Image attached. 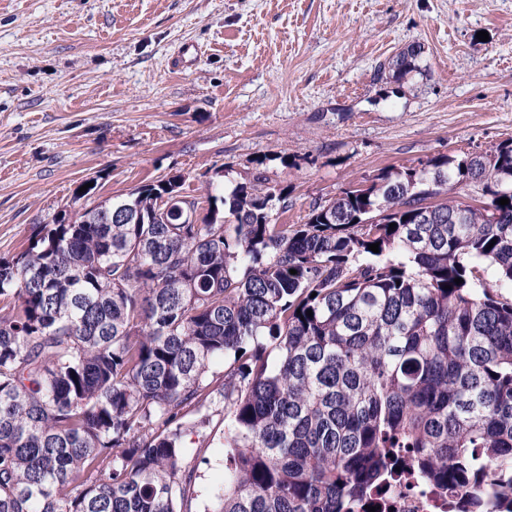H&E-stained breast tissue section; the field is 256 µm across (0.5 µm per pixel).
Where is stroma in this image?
<instances>
[{"mask_svg":"<svg viewBox=\"0 0 512 512\" xmlns=\"http://www.w3.org/2000/svg\"><path fill=\"white\" fill-rule=\"evenodd\" d=\"M510 138L512 0H0V257L95 176L100 201L174 173L202 195L260 158L296 224L381 169ZM205 434L194 512L222 413Z\"/></svg>","mask_w":512,"mask_h":512,"instance_id":"stroma-1","label":"stroma"}]
</instances>
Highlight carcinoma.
<instances>
[{"label": "carcinoma", "instance_id": "obj_1", "mask_svg": "<svg viewBox=\"0 0 512 512\" xmlns=\"http://www.w3.org/2000/svg\"><path fill=\"white\" fill-rule=\"evenodd\" d=\"M263 165L204 198L176 173L95 204L99 174L0 258V512H192L184 438L215 402L212 512H355L402 460L424 487L512 496V139L299 224Z\"/></svg>", "mask_w": 512, "mask_h": 512}]
</instances>
